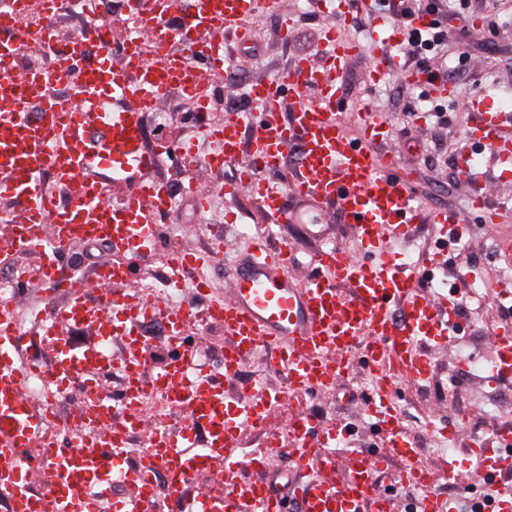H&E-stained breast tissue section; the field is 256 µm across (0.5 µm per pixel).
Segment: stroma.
<instances>
[{"mask_svg": "<svg viewBox=\"0 0 512 512\" xmlns=\"http://www.w3.org/2000/svg\"><path fill=\"white\" fill-rule=\"evenodd\" d=\"M492 2L469 0L468 16L479 18L484 27L478 39L449 16L440 0L424 2L429 20L468 43L466 60L448 61L438 73L456 89L455 100L442 103L444 119L427 112L405 117L404 107L413 105L420 93L400 75L401 69L415 66L405 44H394L383 59L361 54L348 66L343 78V119L348 136L355 139L360 134L359 113L386 120L395 137L398 169L410 172V188L416 202L427 209L447 207L459 211L469 228L458 244H445L439 226L430 224L416 225L411 242L392 243L393 251L409 263L417 262L422 251H429L435 258V267L429 278L420 281V288L431 294L454 289L465 306L463 326L437 354L430 381L421 388L401 387L396 392L403 425L424 448L425 464L435 472L452 463L470 470L484 468L485 460L475 453V446L485 444L512 424V377L491 384L484 380L485 371L495 358L487 316L494 312L512 324V310H498L493 289L468 276L473 269L501 279L512 260L497 252L495 241L512 239V222L494 229L487 227L482 213L471 209L456 179V160L460 151L469 148V133L475 122L467 102L488 95L512 104V13L496 17ZM287 12L292 21L289 37L281 35V13L275 8L260 15L257 34L251 42L230 44V52L245 63L243 69L234 70V84L276 75L302 55L322 59L326 53L324 32L333 27L342 37L349 26L348 21L337 20L312 0H288ZM160 109L171 112V126L181 129L182 145L197 158L196 164L188 168L179 156L162 154L151 173L152 179L166 182L175 196L174 221L164 227L167 247L201 253L220 236L247 243L257 230L255 202L246 196L231 198L219 192L221 184L234 178L236 165L212 169L206 164L211 144L202 127L223 123V115L211 112L196 116L180 96L162 102ZM197 176L217 189L210 209L202 214L183 190L188 178ZM312 217L326 228L322 239L308 237L298 224H282L277 229L278 238L294 244L298 258L333 244L358 251L350 227L337 223L333 211H316ZM370 389L364 366L357 361L337 380L333 391L303 398L305 408L315 413L325 428L340 430L336 442L339 454L356 448L380 451L385 447L382 431L373 426L366 413Z\"/></svg>", "mask_w": 512, "mask_h": 512, "instance_id": "35a3bbf8", "label": "stroma"}]
</instances>
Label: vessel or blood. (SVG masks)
<instances>
[{
    "mask_svg": "<svg viewBox=\"0 0 512 512\" xmlns=\"http://www.w3.org/2000/svg\"><path fill=\"white\" fill-rule=\"evenodd\" d=\"M120 41L84 51L83 39L58 38L57 20L47 15L35 38L53 47L60 62L51 71L30 70L20 61L26 38L10 26L25 0H0V198L13 200L17 212L0 228V268L25 256L37 261V281L47 301L32 336L53 351L49 361L28 356L29 335L16 329L15 311L29 283L13 279L0 301V503L9 512H101L112 487L126 488L113 512H163L155 494L158 476L182 503L181 512H283L291 500L296 512H393L379 476L400 459L397 481L419 490L415 512H453L432 494L435 476L422 451L408 437L394 402V386H423L433 372L430 346L446 341L455 315L454 300L420 293L417 270L399 261L392 239L405 236L420 217L409 181L396 169L393 155L377 144L391 135L388 122H366L361 139L343 131L338 80L351 58L378 54L396 40L393 22L377 24L366 46L340 41L328 30L331 51L323 62L296 58L279 74L253 82L242 109L228 113L222 127L207 135L219 149L210 167L238 163L241 133L255 124L249 161L228 195L247 194L258 203L267 229L247 250L221 299L207 297L204 280L195 278L198 256L170 252L167 278L174 285L192 282L194 300L172 306L154 300L129 311V288L138 267L151 258L158 230L172 211L166 184L146 178L159 154L178 147L161 140L146 150L144 116L158 107L172 86H179L196 111L206 77L228 72L232 62L224 38L239 19L271 9L273 0H129ZM184 22L169 24L173 13ZM41 82L39 103L24 94L26 84ZM288 109H281L282 99ZM116 110L105 113V101ZM478 120L470 134L498 160L512 158V114L493 99L472 100ZM293 165H285L289 148ZM474 208L489 193L481 185L474 158L456 169ZM59 190L51 192L49 181ZM123 190L112 202L111 188ZM335 209L351 225L367 256L327 247L299 260L272 230L279 223L305 222L309 209ZM104 242L112 257L93 278L59 277L61 257L89 242ZM205 299L196 307V299ZM126 319H117V311ZM224 327V372H204L198 350L187 341L198 316ZM167 327V357L150 366L139 327L147 318ZM88 327L93 342L75 346L58 333L59 324ZM497 358L489 381L512 374V328L494 329ZM361 354L372 377L368 412L385 436L386 452L356 450L339 457L336 435L304 408L280 419L283 397L295 399L329 391L345 373L353 354ZM263 355L282 373L285 385L273 389L262 380L227 391L248 357ZM40 373L59 393H76L75 416H59L27 400V378ZM124 377L120 404L105 388L109 373ZM160 392L182 415L180 425L165 416L147 415L139 404ZM266 433L267 448L253 452L245 432ZM143 446L131 453V437ZM287 457L298 474L287 495L275 492L267 472ZM215 470L224 492L191 491L195 472Z\"/></svg>",
    "mask_w": 512,
    "mask_h": 512,
    "instance_id": "vessel-or-blood-1",
    "label": "vessel or blood"
}]
</instances>
